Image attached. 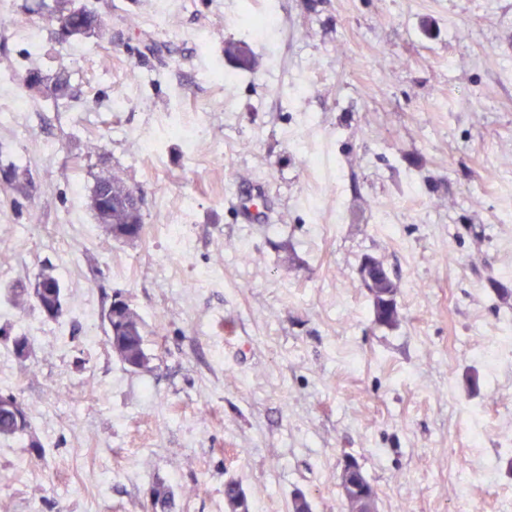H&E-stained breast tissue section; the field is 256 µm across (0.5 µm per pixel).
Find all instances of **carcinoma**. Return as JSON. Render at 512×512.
Wrapping results in <instances>:
<instances>
[{
	"label": "carcinoma",
	"instance_id": "obj_1",
	"mask_svg": "<svg viewBox=\"0 0 512 512\" xmlns=\"http://www.w3.org/2000/svg\"><path fill=\"white\" fill-rule=\"evenodd\" d=\"M58 12L59 29H66L72 37L101 38L105 34V25L100 14L85 4H78L76 0H55ZM69 78L68 71L64 68L57 71L51 78L49 91L54 100H59L68 95ZM107 185L112 193V202L107 210H96L94 216L99 224L110 225L114 231L112 238L119 239L116 231L126 224L138 226V233H143L144 222L142 213V197L136 194V189L131 187L120 171L112 168H103L94 175V182L90 189V196L97 195L101 185ZM398 283L391 277H386L382 282L368 287L372 304L374 321L382 327L392 328L400 321L398 307L383 308L386 295H397ZM14 294L18 302L28 300L41 309L60 303L63 298L61 289H56L52 294L36 295L27 288H16ZM106 324L107 342L110 347L119 349L117 358L127 367L134 370L149 369L150 357L145 349V324L143 318L134 309L128 307L118 308L115 303H110L104 313ZM13 394H0V436L5 438L23 437L31 433V422L28 415H23V420H17L15 414L5 407L8 400H14ZM367 490L372 502H377L378 496L375 487L367 478H362L357 487L340 488L345 506L350 508L360 499L362 490ZM155 497L151 501V512H171L173 508L172 492L160 484L154 488ZM224 497L226 506L233 512L242 509L250 512V504L239 484L234 480H228L224 484Z\"/></svg>",
	"mask_w": 512,
	"mask_h": 512
}]
</instances>
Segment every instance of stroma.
<instances>
[{
    "mask_svg": "<svg viewBox=\"0 0 512 512\" xmlns=\"http://www.w3.org/2000/svg\"><path fill=\"white\" fill-rule=\"evenodd\" d=\"M86 2L104 37L62 42L0 0V166L25 160L24 194L0 179V290L47 266L66 309L0 297L30 340L0 343V393L32 424L0 437V512H149L158 484L225 512L230 479L251 512H344L348 456L379 512H512V0ZM62 68L70 98L26 89ZM104 166L141 191V239L95 222ZM116 297L150 371L107 344ZM373 304L374 321L382 327L392 328L400 321V312L398 306L392 309H383V302L386 295L390 294L396 299L399 285L390 277L387 272L386 279L374 286L367 287Z\"/></svg>",
    "mask_w": 512,
    "mask_h": 512,
    "instance_id": "1",
    "label": "stroma"
}]
</instances>
